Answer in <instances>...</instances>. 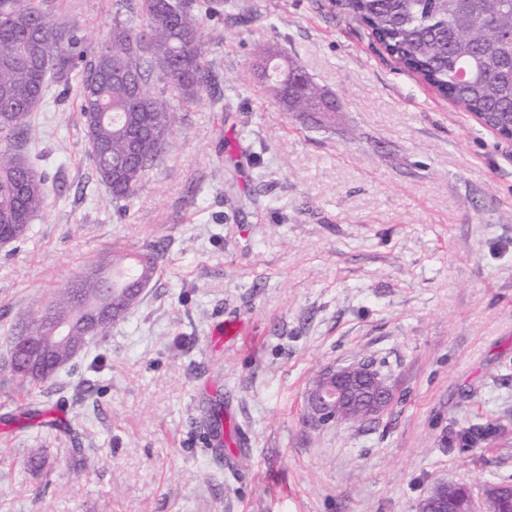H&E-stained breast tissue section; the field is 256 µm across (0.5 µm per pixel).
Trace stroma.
Listing matches in <instances>:
<instances>
[{"mask_svg": "<svg viewBox=\"0 0 512 512\" xmlns=\"http://www.w3.org/2000/svg\"><path fill=\"white\" fill-rule=\"evenodd\" d=\"M138 0H48L95 55ZM215 85L127 205L84 148L81 70L33 112L45 210L0 247V512H418L440 483H512V140L404 69L347 0H224ZM335 94L318 128L272 96L266 50ZM163 258L138 310L21 393L7 336L116 255ZM243 332L222 345L218 322ZM368 358L395 399L310 425L324 367ZM221 403L237 434L208 444ZM502 428L503 424L501 423L496 425L486 424L484 426L470 425L459 430L448 443L450 445L455 443L459 448H471L497 435Z\"/></svg>", "mask_w": 512, "mask_h": 512, "instance_id": "35a3bbf8", "label": "stroma"}]
</instances>
